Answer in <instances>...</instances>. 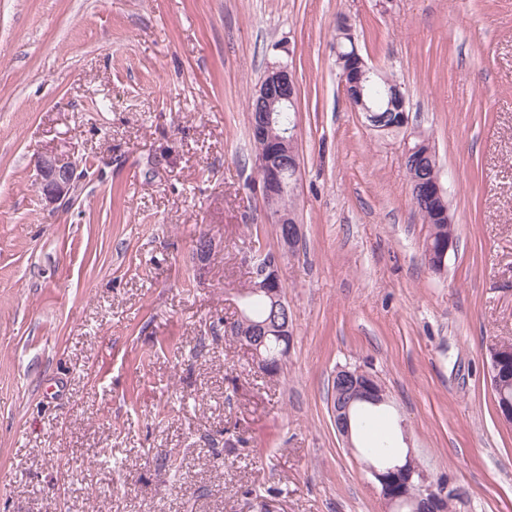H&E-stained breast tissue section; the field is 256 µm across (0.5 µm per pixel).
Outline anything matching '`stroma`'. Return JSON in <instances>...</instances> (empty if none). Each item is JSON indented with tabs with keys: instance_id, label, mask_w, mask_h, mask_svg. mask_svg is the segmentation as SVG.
<instances>
[{
	"instance_id": "1",
	"label": "stroma",
	"mask_w": 512,
	"mask_h": 512,
	"mask_svg": "<svg viewBox=\"0 0 512 512\" xmlns=\"http://www.w3.org/2000/svg\"><path fill=\"white\" fill-rule=\"evenodd\" d=\"M401 85L458 244L435 273L404 144L347 101L336 19ZM298 84L302 239L281 372L228 332L249 243L278 249L249 139L273 64ZM78 165L69 205L34 158ZM213 248L196 252L200 236ZM512 0H0V512H386L336 432L337 368L453 512H512ZM509 356L507 350L501 344H495L488 350L486 357L487 374L490 380L491 388L494 392L495 403L497 407L501 405L502 399L498 393L502 392L503 381L501 380V368L504 360ZM499 417L502 422L512 424V399L504 398L501 407L498 409Z\"/></svg>"
}]
</instances>
